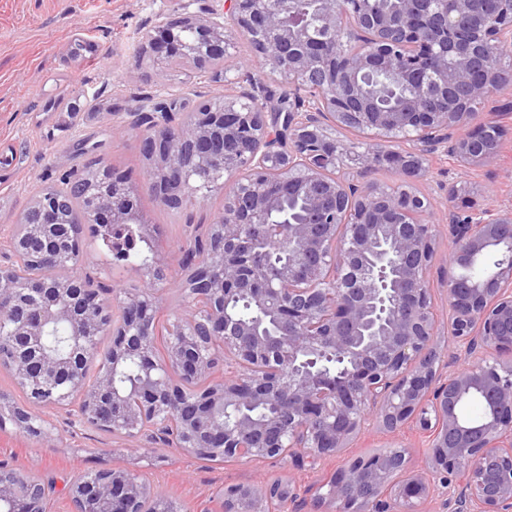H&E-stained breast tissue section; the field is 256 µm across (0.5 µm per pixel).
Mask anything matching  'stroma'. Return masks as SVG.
I'll return each mask as SVG.
<instances>
[{
	"label": "stroma",
	"instance_id": "stroma-1",
	"mask_svg": "<svg viewBox=\"0 0 512 512\" xmlns=\"http://www.w3.org/2000/svg\"><path fill=\"white\" fill-rule=\"evenodd\" d=\"M175 0H0V243L7 240L21 212L42 188L59 186L63 174L80 176L83 165L101 159L127 175L140 197L143 222L139 234L156 250L181 258L189 239L206 235L224 207L222 193H210L198 205L172 213L160 205L144 177V161L131 113L147 100L163 96L177 107L191 109L217 93L236 94L260 78L264 90L280 97L288 86L279 75L261 72L243 40H235L224 59L221 79L186 76L166 68L142 71L135 51L143 32L158 17L171 14ZM68 90V108L45 111L46 102ZM504 148L499 158L482 167L464 168L445 156L431 158L429 171L416 187L433 203L439 225L432 260L431 299L439 327L448 321V298L439 271L453 247L444 220L448 201L444 185L467 182L475 191L472 209L512 205V111L504 113ZM83 278L93 285L138 287L143 279L137 264L115 259L111 247L87 237ZM54 440L37 442L12 423L0 424V467L32 469L55 493L49 512H74L70 483L103 470L129 471L179 512H222L217 492L231 484L291 481L298 493L285 512H310L316 494L346 459L399 442L411 450L410 464L422 468L428 437L405 425L395 434L366 424L344 455L316 464L290 459H236L212 462L177 447L145 439L130 440L71 422L62 412L45 411Z\"/></svg>",
	"mask_w": 512,
	"mask_h": 512
}]
</instances>
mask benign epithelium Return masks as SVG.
Instances as JSON below:
<instances>
[{
  "instance_id": "7a95c632",
  "label": "benign epithelium",
  "mask_w": 512,
  "mask_h": 512,
  "mask_svg": "<svg viewBox=\"0 0 512 512\" xmlns=\"http://www.w3.org/2000/svg\"><path fill=\"white\" fill-rule=\"evenodd\" d=\"M368 3L314 0L349 49L286 24L297 0H224V13L204 8V20L181 2L178 16L144 35L137 68L190 74L222 65L238 35L291 100L273 103L254 80L252 90L200 102L180 119L161 100L133 113L162 205L224 195L176 277L155 259L140 287H113L103 299L74 273L86 232L127 224L133 212L134 188L104 162L95 164L99 192L68 219H56L58 189L33 197L0 256V367L26 395L20 406L0 396V421L48 441L39 410L75 402L79 423L128 438L170 440L197 456L299 462L338 455L370 421L387 432L415 423L429 437L423 470L410 468V449L389 446L336 471L315 509L422 512L439 482L461 487L456 512H512V208L459 211L454 203L472 188L448 185V334L464 344L465 362L443 380L429 279L438 228L414 187L438 152L462 167L500 156V112L479 107L512 87L486 62L495 48L512 55V0H496V14L478 25L475 0ZM382 72L414 97L391 102L373 87ZM330 123L371 139L338 151ZM382 167L399 182L355 180ZM289 193L304 213L270 223ZM490 255L498 259L480 277L460 275ZM163 283L182 291L189 310L167 325L160 361L153 337ZM238 303L255 316L233 313ZM58 327L62 353L46 342ZM100 336L112 337V367L91 377ZM128 361L139 382L122 390L116 372ZM471 400L483 407L477 420L463 412ZM258 407L267 410L261 418L252 415ZM25 475L0 470V512H44V486ZM294 493L230 485L224 512H274L275 500ZM71 495L76 512H139L146 498L163 501L136 475L112 470L75 481Z\"/></svg>"
}]
</instances>
